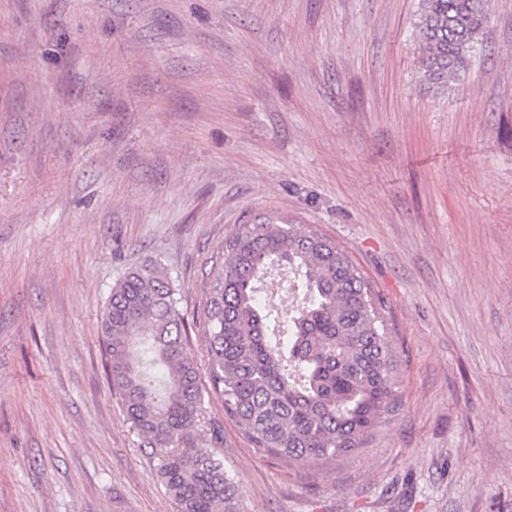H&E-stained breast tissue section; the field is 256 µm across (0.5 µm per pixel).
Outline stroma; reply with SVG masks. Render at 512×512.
I'll return each mask as SVG.
<instances>
[{"mask_svg":"<svg viewBox=\"0 0 512 512\" xmlns=\"http://www.w3.org/2000/svg\"><path fill=\"white\" fill-rule=\"evenodd\" d=\"M417 6L0 0V512H176L100 315L153 264L192 324L225 238L268 215L385 296L399 406L291 465L206 397L193 446L244 512H512V0L444 94Z\"/></svg>","mask_w":512,"mask_h":512,"instance_id":"1","label":"stroma"}]
</instances>
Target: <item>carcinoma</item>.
<instances>
[{
    "mask_svg": "<svg viewBox=\"0 0 512 512\" xmlns=\"http://www.w3.org/2000/svg\"><path fill=\"white\" fill-rule=\"evenodd\" d=\"M490 0H419L422 74L446 88L467 72L490 23ZM300 279L277 310L263 302L284 271ZM202 332L209 392L258 451L303 464L366 444L395 410L389 306L348 251L316 230L272 219L224 239L210 271ZM112 390L162 458L177 512H241L223 457L191 448L205 395L177 289L152 265L131 269L101 315Z\"/></svg>",
    "mask_w": 512,
    "mask_h": 512,
    "instance_id": "obj_1",
    "label": "carcinoma"
}]
</instances>
